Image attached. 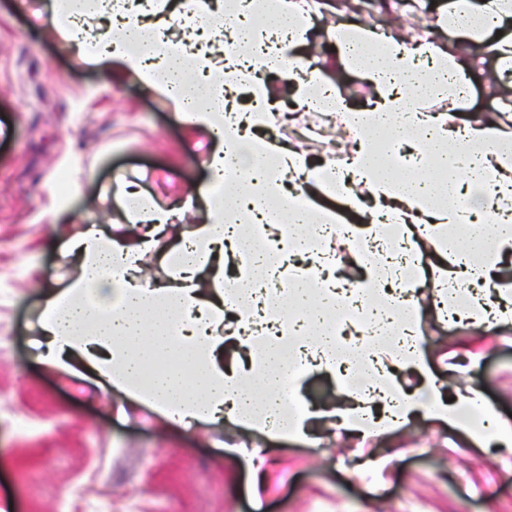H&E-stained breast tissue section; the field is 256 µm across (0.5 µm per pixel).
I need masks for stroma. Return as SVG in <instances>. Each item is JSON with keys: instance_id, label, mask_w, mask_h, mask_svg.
<instances>
[{"instance_id": "1", "label": "stroma", "mask_w": 512, "mask_h": 512, "mask_svg": "<svg viewBox=\"0 0 512 512\" xmlns=\"http://www.w3.org/2000/svg\"><path fill=\"white\" fill-rule=\"evenodd\" d=\"M51 2L26 0L19 9L0 0V504L12 503V512H90L108 496L112 512H122L133 496L138 512H512V450L474 443L430 416L367 441L319 421L313 442L258 436L243 454L233 423L166 426L40 361L42 292L77 274L62 258L66 243L88 224L127 234L124 192L164 207L183 201L206 180L204 161L217 148L136 79L114 85L105 68L63 51L47 22ZM419 5L413 16L392 5L379 22L344 5L316 13L295 53L311 62L332 55L326 30L339 22L416 38L448 0ZM440 39L462 46L470 65L459 121L499 112L512 92L496 83L485 46L454 30ZM322 76L351 107L374 97L344 62ZM204 217L199 205L167 227L144 258L148 281L164 278L163 254ZM419 330L447 394L474 387L499 416L512 412V323L488 333L464 328L438 314L427 292ZM298 394L317 411L342 400L337 379L319 370L302 378ZM18 413L27 428L14 425ZM494 469L503 476L493 492L471 498L470 487Z\"/></svg>"}]
</instances>
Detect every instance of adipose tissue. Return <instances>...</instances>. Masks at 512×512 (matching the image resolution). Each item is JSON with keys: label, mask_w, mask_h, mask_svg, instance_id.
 Wrapping results in <instances>:
<instances>
[{"label": "adipose tissue", "mask_w": 512, "mask_h": 512, "mask_svg": "<svg viewBox=\"0 0 512 512\" xmlns=\"http://www.w3.org/2000/svg\"><path fill=\"white\" fill-rule=\"evenodd\" d=\"M116 18L112 35L88 53L89 62L115 61L134 70L149 91L167 97L174 112H190L191 126L219 142L206 161L208 179L181 207L164 208L139 193L125 195L134 231L120 241L87 225L65 252L78 275L66 287L43 293L39 333L44 363L71 373L125 400L147 407L164 423L184 429L232 419L252 435L309 439L318 412L298 397L292 362H314L337 377L343 401L339 428L361 438L380 435L430 413L465 428L472 440L512 448V425L500 421L475 390L447 399L429 369L420 338L411 329L419 268L454 260L452 288L476 297L491 289L492 304L477 303L472 325L491 330L512 321V281L496 271L512 255V138L495 116L459 123L456 113L428 111L436 96L464 101V64L432 40L410 44L375 30L343 25L327 37L342 59L358 69L375 92L372 107L355 109L324 82L319 69L301 72L292 57L293 35L308 29L307 0H271L261 27H254L252 0H224L216 12L199 0L196 18L223 31L236 48L224 83L210 76V51L182 42L158 46L165 21L160 10L143 11L126 0H63L51 22L65 44L81 50L86 11ZM512 16V0H451L437 17L438 31L454 27L484 40L497 77L512 85V36L495 35ZM283 75V89L340 123L351 147L310 165L301 152L263 137L271 125V94L262 73ZM246 89L248 110H236L233 88ZM300 178L325 197L339 196L368 209L356 228L368 252L357 300L367 313L358 323L364 344L345 342L333 317L344 300L336 288L335 251L312 245L314 226L334 221L316 202L292 205L288 180ZM203 201L208 219L189 225L165 256L166 280L148 284L140 271L159 232L181 221ZM247 257L242 279L281 284V293L249 292L224 302V253ZM416 257L417 272L401 275V256ZM397 325L409 339L388 333ZM233 338L248 362L225 371L218 353ZM424 377L428 392L404 391L393 368Z\"/></svg>", "instance_id": "1"}]
</instances>
